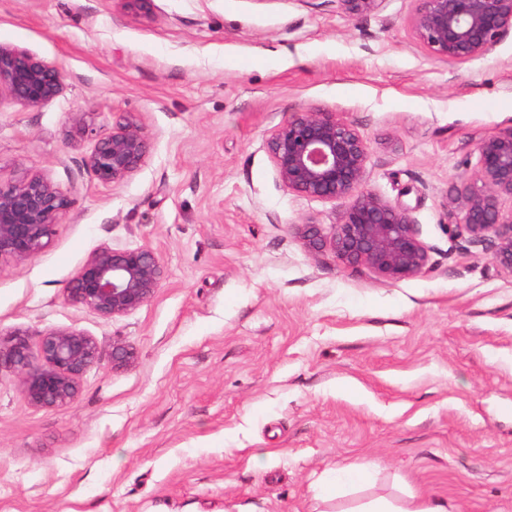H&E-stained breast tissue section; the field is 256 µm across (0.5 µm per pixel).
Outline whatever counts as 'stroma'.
Segmentation results:
<instances>
[{"label":"stroma","mask_w":512,"mask_h":512,"mask_svg":"<svg viewBox=\"0 0 512 512\" xmlns=\"http://www.w3.org/2000/svg\"><path fill=\"white\" fill-rule=\"evenodd\" d=\"M412 8L0 0V44L64 75L38 108L0 95V180L38 172L72 200L41 254L0 269V333L73 328L103 351L62 409L0 368V512H318L319 478L366 461L372 493L512 512V276L448 232L476 142L512 125V31L451 65L415 42ZM311 107L366 139L364 185L411 208L422 274L306 246L340 207L288 191L262 144ZM122 112L151 149L109 188L83 160ZM144 245L164 267L149 303L106 320L65 301L96 249Z\"/></svg>","instance_id":"1"}]
</instances>
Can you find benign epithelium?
Returning <instances> with one entry per match:
<instances>
[{
	"instance_id": "7a95c632",
	"label": "benign epithelium",
	"mask_w": 512,
	"mask_h": 512,
	"mask_svg": "<svg viewBox=\"0 0 512 512\" xmlns=\"http://www.w3.org/2000/svg\"><path fill=\"white\" fill-rule=\"evenodd\" d=\"M352 17L378 12L384 0H338ZM408 16L413 38L426 53L450 64L487 55L512 31V0H413ZM62 72L26 49L0 44V88L25 107L36 108L61 92ZM151 137L132 112L112 120V130L99 136L85 166L98 182L116 187L145 165ZM279 181L299 195L341 201L343 209L328 232L304 225L311 247L328 245L345 265H365L387 280L421 274L428 251L411 210L363 187L370 160L367 141L351 122L320 108L302 109L264 140ZM478 161L472 174L455 188L454 233L488 252L502 272L512 275V128L476 144ZM71 206L67 191L41 174H24L0 182V268L39 255L51 242L61 217ZM164 277L149 246L101 247L80 266L64 289L65 299L104 319L134 311L155 295ZM101 349L90 335L76 329L48 328L30 343L28 333L0 338V364L19 375L21 393L33 406L61 408L78 396L80 378L100 361Z\"/></svg>"
}]
</instances>
